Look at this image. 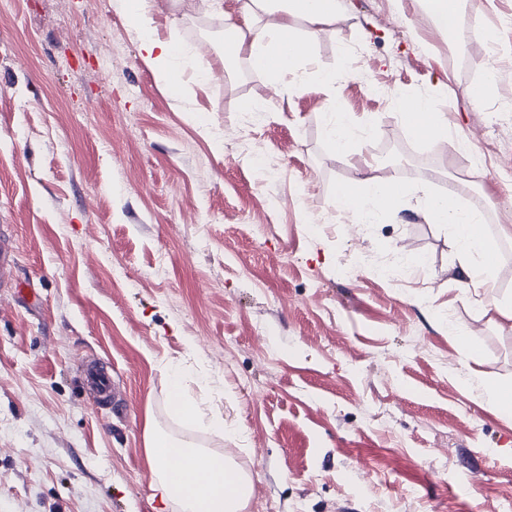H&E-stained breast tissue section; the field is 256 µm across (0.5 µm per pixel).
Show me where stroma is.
Returning <instances> with one entry per match:
<instances>
[{
    "instance_id": "stroma-1",
    "label": "stroma",
    "mask_w": 512,
    "mask_h": 512,
    "mask_svg": "<svg viewBox=\"0 0 512 512\" xmlns=\"http://www.w3.org/2000/svg\"><path fill=\"white\" fill-rule=\"evenodd\" d=\"M110 2L0 0V512H160L149 416L251 474L247 512H501L512 411L484 388L512 385V323L459 288L424 196L452 180L512 225V0H459L456 40L420 0H340L288 95L229 69L220 18L158 0L155 35L221 74L168 90ZM399 94L440 102L476 179L395 119ZM336 107L373 125L352 152L397 149L375 170L407 188L397 216L340 210L358 173L330 151ZM172 363L240 440L169 415ZM86 385L102 398H107L111 393L112 378L106 372L96 366H88L84 371Z\"/></svg>"
}]
</instances>
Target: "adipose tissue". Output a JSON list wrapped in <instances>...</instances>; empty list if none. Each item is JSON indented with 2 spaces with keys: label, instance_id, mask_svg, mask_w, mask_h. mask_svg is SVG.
<instances>
[{
  "label": "adipose tissue",
  "instance_id": "obj_1",
  "mask_svg": "<svg viewBox=\"0 0 512 512\" xmlns=\"http://www.w3.org/2000/svg\"><path fill=\"white\" fill-rule=\"evenodd\" d=\"M113 6L139 32L144 61L159 80H167L189 68L197 82L210 81L209 67L198 62L187 63L181 47L156 38L152 22L157 0H113ZM240 12L241 20L229 16L224 19L228 34L226 54L251 60L272 79L276 93L301 91V81L290 83L286 77L310 62L312 44L319 36L321 25L336 17V0H242ZM259 13L264 16L260 23L255 20ZM300 19L307 22L306 30L297 29L296 22ZM411 103L424 117L422 135L447 139L448 120L434 98H396V117L406 120V107ZM374 167L373 161L359 158L355 185L337 192L341 207L352 213L359 224L374 223L394 212L401 195L398 187L383 184L373 176ZM456 194L457 189L451 184L444 196L428 197V215L432 223L451 227L454 262L462 287H489L492 266L487 258L497 254L498 242L491 234L480 231L481 213L459 203L447 205V197ZM144 452L155 495L163 502H174L179 512H245L252 495V479L223 455L172 437L151 421L144 429Z\"/></svg>",
  "mask_w": 512,
  "mask_h": 512
}]
</instances>
